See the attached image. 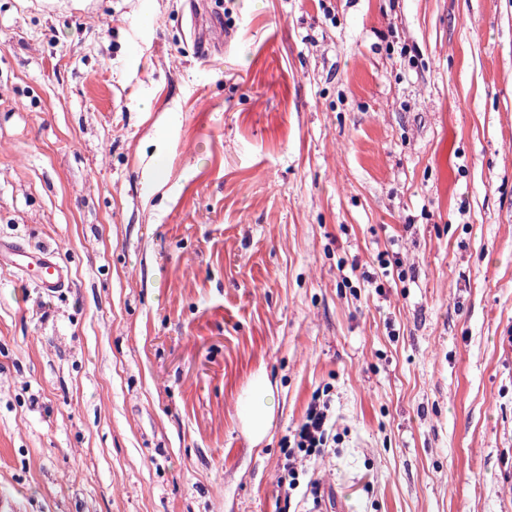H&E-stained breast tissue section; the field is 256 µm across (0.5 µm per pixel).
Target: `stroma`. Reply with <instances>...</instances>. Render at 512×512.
Wrapping results in <instances>:
<instances>
[{"label": "stroma", "instance_id": "obj_1", "mask_svg": "<svg viewBox=\"0 0 512 512\" xmlns=\"http://www.w3.org/2000/svg\"><path fill=\"white\" fill-rule=\"evenodd\" d=\"M0 240V512H512V0H0ZM0 261L16 268L32 270L37 275V285L46 294H55L68 281V271L57 260L55 253L48 248L17 250L0 241ZM239 417L247 434L254 440L263 439L270 430L275 415V394L265 374H257L240 397ZM330 408L329 398L322 402L318 399L308 408L304 419L294 430L293 446L288 438V462L277 479V486L285 501H290L299 488V475L304 471L306 462L311 457H322L327 448L336 446V421H332Z\"/></svg>", "mask_w": 512, "mask_h": 512}]
</instances>
